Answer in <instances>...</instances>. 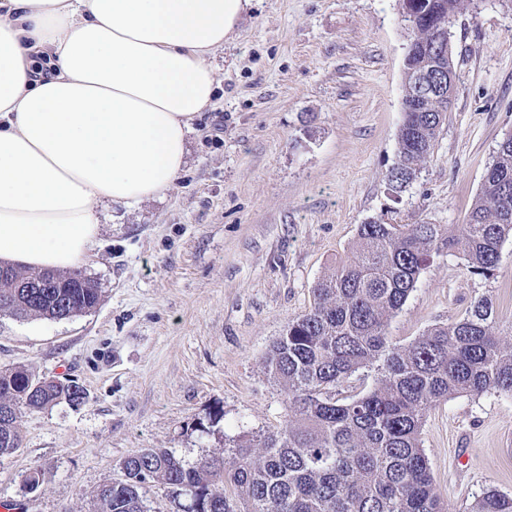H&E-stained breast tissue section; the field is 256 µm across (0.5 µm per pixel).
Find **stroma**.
<instances>
[{
    "instance_id": "35a3bbf8",
    "label": "stroma",
    "mask_w": 512,
    "mask_h": 512,
    "mask_svg": "<svg viewBox=\"0 0 512 512\" xmlns=\"http://www.w3.org/2000/svg\"><path fill=\"white\" fill-rule=\"evenodd\" d=\"M452 104L432 156L393 192L410 33L402 0H253L219 52L216 106L201 113L186 167L164 195L98 208V246L78 266L98 305L67 319L0 313V368L71 380L80 404L22 412L0 459V502L18 512H93L142 448L187 463L282 428L288 393L265 356L360 224L460 232L499 143L512 133V9L479 0L451 28ZM492 300L512 342V240L500 271L431 259L387 334L404 346ZM422 447L448 512L489 486L512 495V397L437 404ZM40 470L27 492L23 479Z\"/></svg>"
}]
</instances>
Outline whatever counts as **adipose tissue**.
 Returning a JSON list of instances; mask_svg holds the SVG:
<instances>
[{"label": "adipose tissue", "mask_w": 512, "mask_h": 512, "mask_svg": "<svg viewBox=\"0 0 512 512\" xmlns=\"http://www.w3.org/2000/svg\"><path fill=\"white\" fill-rule=\"evenodd\" d=\"M251 0H0V260L65 271L163 194Z\"/></svg>", "instance_id": "1"}]
</instances>
